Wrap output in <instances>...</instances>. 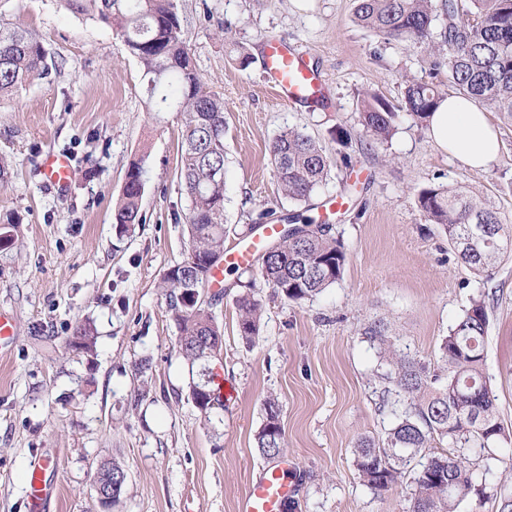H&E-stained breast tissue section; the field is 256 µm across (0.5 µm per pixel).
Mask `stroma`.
I'll return each mask as SVG.
<instances>
[{
	"mask_svg": "<svg viewBox=\"0 0 512 512\" xmlns=\"http://www.w3.org/2000/svg\"><path fill=\"white\" fill-rule=\"evenodd\" d=\"M192 65L224 100V231L231 244L294 208L274 177L270 145L288 127L326 151V179L307 203L342 242L340 279L295 302L257 274L228 269L222 295L201 297L224 332L214 361L224 372L221 408L202 414L189 396L165 277L187 253L191 201L179 179L182 116L149 111L138 60L110 26L61 0H0V23L31 35L49 78L0 98V312L17 325L0 354V512H32L26 479L34 455L53 453L58 489L50 512H100L93 475L119 463L127 482L111 512H238L267 466L256 443L268 400L280 408L283 454L298 492L291 512H406L405 472L389 490L363 485L354 447L384 440L395 417L381 405L383 369L363 336L384 322L401 352L436 361L449 328L484 299V372L502 423L512 428V254L490 278L458 261L442 227L418 207L422 189L461 185L512 223V120L490 112L503 146L474 171L442 153L426 124L402 107L405 87L430 78V50L387 40L353 21L355 0H175ZM304 52L325 80L326 104L284 105L265 84L268 42ZM394 109L388 143L363 136L362 101ZM347 133L340 150L333 131ZM72 158L67 192L49 189L48 151ZM145 169L140 223L119 232L113 208L132 161ZM345 206L329 211L332 199ZM261 304L260 333L243 338L235 299ZM89 324L96 344L67 341ZM484 496L458 512H499L512 497V444L472 449Z\"/></svg>",
	"mask_w": 512,
	"mask_h": 512,
	"instance_id": "obj_1",
	"label": "stroma"
}]
</instances>
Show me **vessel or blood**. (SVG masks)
<instances>
[{
	"label": "vessel or blood",
	"instance_id": "b4317fda",
	"mask_svg": "<svg viewBox=\"0 0 512 512\" xmlns=\"http://www.w3.org/2000/svg\"><path fill=\"white\" fill-rule=\"evenodd\" d=\"M263 72L266 84L282 103L312 104L323 101L325 97L321 74L309 65L304 53L296 51L288 43L273 41L267 44ZM42 172L44 182L63 193L71 185L74 170L68 155L50 152L43 159ZM279 230L276 224L263 225L259 235L225 250L224 265L214 271L213 281L221 282L226 268L248 266L264 238L276 235ZM50 464V459L44 455L30 465L27 491L33 503H40L53 495L52 486L45 480ZM296 487L288 463L273 465L249 483L240 502V512H287Z\"/></svg>",
	"mask_w": 512,
	"mask_h": 512
}]
</instances>
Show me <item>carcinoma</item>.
Masks as SVG:
<instances>
[{"instance_id": "1", "label": "carcinoma", "mask_w": 512, "mask_h": 512, "mask_svg": "<svg viewBox=\"0 0 512 512\" xmlns=\"http://www.w3.org/2000/svg\"><path fill=\"white\" fill-rule=\"evenodd\" d=\"M72 13L87 16L121 35L128 52L148 77L160 76L158 89L148 95L155 112L180 105L182 143L179 178L191 201L187 218V258L199 263L167 273L170 308L179 326L178 346L189 366H201L199 380L189 394L202 400L207 415L218 404L212 390L206 359L197 356L201 338L223 336L208 308L194 301L183 303L182 282L195 280V288L209 281L206 259L224 254V100L211 92L191 62L174 0H62ZM446 19L434 69L447 66L448 81L461 94L512 116V0H356L354 22L385 39H407L428 44L437 14ZM50 74L42 46L15 30L0 25V96L11 95L35 79ZM442 83L412 82L403 103L420 123L426 121L444 97ZM391 108L370 95L362 102L360 122L374 143L382 145L392 135ZM275 175L282 195L301 203L323 183L328 156L319 143L297 128L281 131L271 146ZM142 168L134 162L126 174L123 195L113 213L114 224L124 232L140 221ZM419 206L432 224L442 227L461 262L475 275L489 277L503 254L512 253V224L485 203L459 188L424 189ZM485 226L483 239L472 229ZM280 252L262 258L260 276L292 301L311 300L340 279L346 255L330 224L307 219L296 238L283 230ZM241 336L259 333L260 303L249 294L235 299ZM489 318L485 301L476 300L448 330L439 346L437 366L397 349L385 324L375 322L364 336L379 346L387 365L384 393L395 396L396 419L380 445L363 438L355 447V463L363 484L375 492L386 491L401 474L415 470L408 512H457L468 496L483 494L479 474L464 449L490 448L512 443V433L499 421L495 396L484 373V343ZM74 347L88 353L94 336L88 325L73 332ZM266 421L257 434L258 447L269 458L283 448V429L272 431L270 421L280 409L270 400ZM438 438L456 449L449 454L425 456L428 442Z\"/></svg>"}]
</instances>
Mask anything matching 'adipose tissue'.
<instances>
[{"label":"adipose tissue","mask_w":512,"mask_h":512,"mask_svg":"<svg viewBox=\"0 0 512 512\" xmlns=\"http://www.w3.org/2000/svg\"><path fill=\"white\" fill-rule=\"evenodd\" d=\"M427 125L434 145L469 169H485L501 153L497 128L473 99L462 94L445 96Z\"/></svg>","instance_id":"obj_1"}]
</instances>
